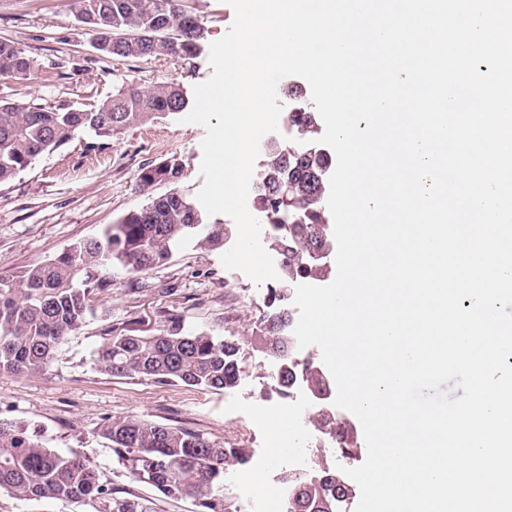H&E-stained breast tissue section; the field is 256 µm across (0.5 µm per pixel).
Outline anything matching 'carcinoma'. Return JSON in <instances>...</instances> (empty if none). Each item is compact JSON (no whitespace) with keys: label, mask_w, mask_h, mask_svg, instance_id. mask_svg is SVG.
Returning <instances> with one entry per match:
<instances>
[{"label":"carcinoma","mask_w":512,"mask_h":512,"mask_svg":"<svg viewBox=\"0 0 512 512\" xmlns=\"http://www.w3.org/2000/svg\"><path fill=\"white\" fill-rule=\"evenodd\" d=\"M185 13L183 0H76V17L95 33V49L116 59H194L200 51L201 23L174 24ZM35 68L36 60L11 40L0 39V77L26 80ZM187 106L178 83L152 90L122 85L90 109H54L1 98L0 185L81 131L110 139ZM288 122L303 139L321 133V116L312 106L289 113ZM293 148L279 141L266 146L254 196L258 216L277 227L266 248L285 264L279 282L267 288L272 311L260 321L250 344L274 358L266 392L282 398L299 383L316 390L335 387L332 375L317 363H298L289 333L293 282L333 273L310 256L320 243L332 240L324 187L333 158L327 152L305 156L291 152ZM182 172L175 156L142 167L137 175L141 191L160 183L173 188L99 234L28 266L17 278H0V373H38L60 360L62 341L102 305L113 270L147 274L165 266L174 250L188 242L204 250L224 247V225L210 221L177 187ZM240 349L235 337L187 328L183 315L171 313L150 333L109 327L96 362L117 377L221 391L239 381ZM311 425L337 456L361 453L356 428L344 425L336 413L319 409ZM98 435L112 443L131 481L154 487L166 499H189L195 512H231L224 471L247 463L248 449L137 416L106 419ZM282 481L288 487L286 512H339L338 505L356 494L341 470L323 462L302 475L286 472ZM0 490L21 501L95 503L97 512H157L151 500L103 479L90 460L51 450L21 424L0 425Z\"/></svg>","instance_id":"cac0c4a2"}]
</instances>
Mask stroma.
I'll return each instance as SVG.
<instances>
[{
    "instance_id": "1",
    "label": "stroma",
    "mask_w": 512,
    "mask_h": 512,
    "mask_svg": "<svg viewBox=\"0 0 512 512\" xmlns=\"http://www.w3.org/2000/svg\"><path fill=\"white\" fill-rule=\"evenodd\" d=\"M75 0H0V38L13 41L39 68L27 81L0 79V97L52 108H88L121 85L150 90L179 83L185 92L207 80V50L234 19L225 0H185L199 17L202 50L189 63L115 60L93 47L94 34L76 19ZM205 131L170 116L111 139L80 133L69 144L35 160L9 184L0 185V278L17 277L29 265L52 258L96 234L125 213L168 192L166 184L138 191L142 165L175 156L183 164L182 190L197 194ZM220 251L185 246L170 262L139 280L116 274L104 306L61 345L63 360L35 374L0 373V423H23L47 446L72 450L92 461L102 476L130 484L111 444L97 433L105 419L139 416L182 426L205 437L248 448L268 468L253 483L271 490L287 465L275 450L270 424L248 420L262 402L269 373L263 354L246 342L267 311V288L244 273L226 270ZM185 316L186 327L242 339L237 385L224 391L160 386L146 379L107 374L95 364L107 326L133 332L159 328L165 312Z\"/></svg>"
}]
</instances>
